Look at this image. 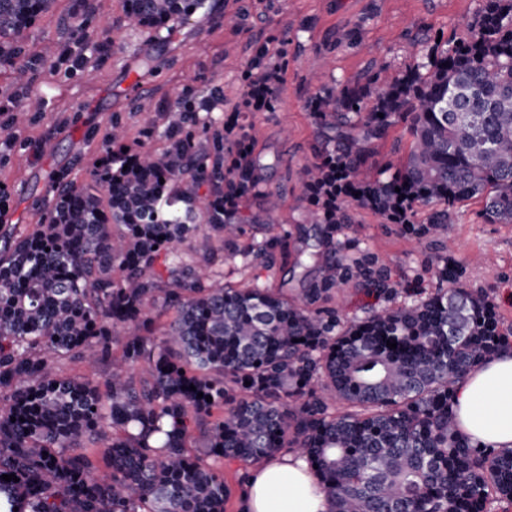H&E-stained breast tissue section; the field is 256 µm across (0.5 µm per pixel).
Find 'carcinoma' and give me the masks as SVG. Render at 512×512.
<instances>
[{"label": "carcinoma", "instance_id": "carcinoma-1", "mask_svg": "<svg viewBox=\"0 0 512 512\" xmlns=\"http://www.w3.org/2000/svg\"><path fill=\"white\" fill-rule=\"evenodd\" d=\"M54 2L0 0V66L21 88L31 64L18 38ZM210 10L124 0L127 22L157 36ZM266 56L256 48L250 96L271 108ZM306 103L320 133L298 172L312 235L243 240L279 223L270 165L184 93L143 113L164 149L124 151L116 115L85 183L53 170L43 222L0 225V512H225L251 468L286 453L318 466L327 512H507L512 448L473 444L453 398L512 337L442 237L474 198L486 221L512 224V0H484L467 38L434 42L400 76L379 66ZM41 110L11 114L0 141ZM400 122V168L364 177ZM352 206L434 242L439 287L342 320L349 284L392 293L376 258L340 253ZM227 261L317 275L293 295L258 276L235 287ZM73 359L108 372L64 373Z\"/></svg>", "mask_w": 512, "mask_h": 512}]
</instances>
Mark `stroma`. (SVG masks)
<instances>
[{
    "mask_svg": "<svg viewBox=\"0 0 512 512\" xmlns=\"http://www.w3.org/2000/svg\"><path fill=\"white\" fill-rule=\"evenodd\" d=\"M483 0H215L210 14L194 15L155 40L127 24L122 0H56L52 10L24 33L33 81L18 88L9 69L0 67V123L25 95L42 99L43 110L16 131L25 150L0 142V187L9 199L11 224H38L49 200V171L67 167L84 181L98 156V139L113 115L127 126L130 149L142 144L161 147L144 134L137 106L148 100L165 107L179 93L216 95L210 108L223 121L241 120L255 150L280 158L267 187L279 199L280 218L273 233L295 230L309 206L298 171L309 156L318 129L307 108L311 82L324 88L365 83L373 66L395 75L416 63L422 38L453 43L466 37L468 25ZM238 14V26L223 17ZM90 15L82 41L71 36L76 18ZM360 30L362 44L347 45L343 34ZM59 44L63 54L54 65L37 62L45 42ZM266 45V65L276 70L277 103L260 112L248 109V70L256 45ZM151 55L146 72L139 61ZM56 149L36 150L44 140ZM482 205H459L447 230L448 255L460 262L468 287L485 290L496 307L503 330H512V224H491L480 215ZM355 222L345 232L350 255L378 258L406 301L412 290L427 293L439 283L431 258L435 245L405 234L369 209L353 211Z\"/></svg>",
    "mask_w": 512,
    "mask_h": 512,
    "instance_id": "1",
    "label": "stroma"
}]
</instances>
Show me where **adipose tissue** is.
I'll return each mask as SVG.
<instances>
[{"label":"adipose tissue","instance_id":"1","mask_svg":"<svg viewBox=\"0 0 512 512\" xmlns=\"http://www.w3.org/2000/svg\"><path fill=\"white\" fill-rule=\"evenodd\" d=\"M455 411L473 442L511 448L512 354L473 369L459 387ZM242 512H326V501L305 459L287 453L253 470L242 492Z\"/></svg>","mask_w":512,"mask_h":512}]
</instances>
